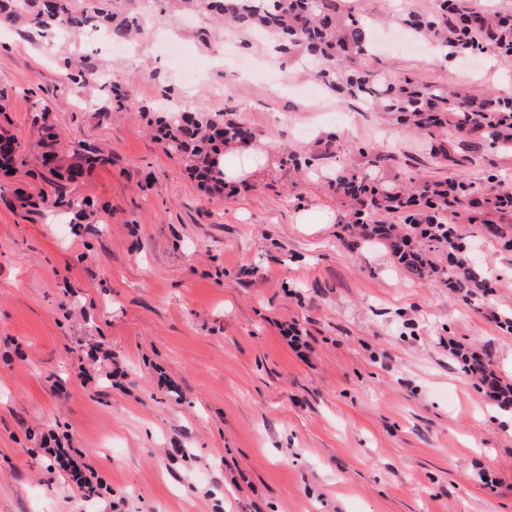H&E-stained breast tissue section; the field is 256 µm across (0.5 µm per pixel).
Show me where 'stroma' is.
<instances>
[{"mask_svg": "<svg viewBox=\"0 0 512 512\" xmlns=\"http://www.w3.org/2000/svg\"><path fill=\"white\" fill-rule=\"evenodd\" d=\"M431 0H357L372 29ZM146 17L131 53L88 31L49 40L0 27V92L26 163L0 174V512H512V428L450 348L489 346L512 382V251L479 225L460 232L494 280L463 302L418 283L383 246L346 240L326 183L359 145L442 159L379 112H357L293 72L267 45L220 20L209 43L173 0H121ZM260 78L224 71L225 43ZM91 65L73 91L61 65ZM391 74L512 91V62L475 69L388 53ZM130 86L124 109L110 84ZM170 87L178 108H234L272 156L230 195H208L179 154L147 130L142 105ZM63 146L99 145L111 165L71 186L98 232L17 207L43 187L34 102ZM344 150L305 183L291 151ZM313 223H304V216ZM59 439L92 467L89 482L41 446Z\"/></svg>", "mask_w": 512, "mask_h": 512, "instance_id": "1", "label": "stroma"}]
</instances>
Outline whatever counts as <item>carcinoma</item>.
I'll list each match as a JSON object with an SVG mask.
<instances>
[{
  "mask_svg": "<svg viewBox=\"0 0 512 512\" xmlns=\"http://www.w3.org/2000/svg\"><path fill=\"white\" fill-rule=\"evenodd\" d=\"M193 11L219 17L238 29L261 34L290 63H313L319 85L343 103L368 106L406 124L425 139L429 154L448 162V168L468 162L462 141L494 150L512 151V95L487 89L452 88L424 81L416 74L388 77L375 65L370 28L356 13L354 0H181ZM0 18L22 21L36 31L66 30L81 34L95 20L115 41L130 40L139 30L137 19L118 18L108 0H88L82 10L75 0H0ZM402 24L445 51L448 58L493 53L512 60V13L480 9L474 0H432L427 13L408 11ZM63 68L71 88L84 87L89 70ZM165 147L189 160L188 169L210 192L221 193L228 182L214 166L229 145L247 146L254 138L250 127L222 113L206 110L166 113L149 117ZM41 133L37 144L49 177L39 201L17 194L20 206L38 204L74 213L73 224L89 218L90 202L69 192L85 171L112 164V155L96 146L63 149L57 144L49 109L39 106L32 118ZM359 160L336 170L329 178L336 196L349 204L351 225L361 235L387 248L415 279L455 292L465 301L485 297L488 280L483 267L467 253L456 221L480 224L505 249H512V189L505 186L495 166L476 185L452 175L402 178L400 162L391 152L358 148ZM313 155L287 154L285 163L298 170L315 166ZM26 164V147L9 129L0 126V171L11 173ZM464 372L484 385L494 386L498 406L512 409V383L491 368L487 350H454Z\"/></svg>",
  "mask_w": 512,
  "mask_h": 512,
  "instance_id": "obj_1",
  "label": "carcinoma"
}]
</instances>
